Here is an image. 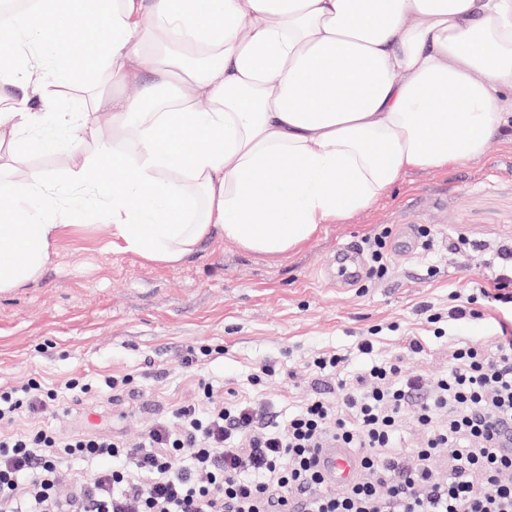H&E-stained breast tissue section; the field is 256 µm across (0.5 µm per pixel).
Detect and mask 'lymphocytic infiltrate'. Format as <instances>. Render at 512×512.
<instances>
[{"label":"lymphocytic infiltrate","mask_w":512,"mask_h":512,"mask_svg":"<svg viewBox=\"0 0 512 512\" xmlns=\"http://www.w3.org/2000/svg\"><path fill=\"white\" fill-rule=\"evenodd\" d=\"M494 278L454 295L450 319L483 318L512 305V245L500 246ZM488 352L458 342L436 380L403 376L377 360L310 396L288 420L263 401L231 399L211 384L129 444L104 433L66 436L44 418L92 391L75 377L64 387L30 378L0 389V423L34 424L0 433V512H512V319L498 323ZM423 440L395 441L406 420ZM351 449L358 475L343 494L315 466L319 449ZM448 455V477L431 462ZM100 460L84 477H64V457Z\"/></svg>","instance_id":"f902f5d3"}]
</instances>
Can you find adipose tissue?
I'll list each match as a JSON object with an SVG mask.
<instances>
[{"label": "adipose tissue", "mask_w": 512, "mask_h": 512, "mask_svg": "<svg viewBox=\"0 0 512 512\" xmlns=\"http://www.w3.org/2000/svg\"><path fill=\"white\" fill-rule=\"evenodd\" d=\"M38 12L46 34L14 24L25 94L0 97V146L25 133L42 153L88 152L63 187L0 177V294L38 280L78 218L149 262L215 236L285 256L407 171L481 158L512 119V0H39ZM82 81L112 94L29 106Z\"/></svg>", "instance_id": "ef3b65f1"}]
</instances>
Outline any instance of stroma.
I'll list each match as a JSON object with an SVG mask.
<instances>
[{
	"mask_svg": "<svg viewBox=\"0 0 512 512\" xmlns=\"http://www.w3.org/2000/svg\"><path fill=\"white\" fill-rule=\"evenodd\" d=\"M33 162L18 148L0 150L7 175L32 168L57 182L84 154ZM392 229L391 270L381 279L328 281L343 248H359L380 226ZM435 242L424 249L418 229ZM469 250H450L457 238ZM512 244V147L489 142L481 159L445 170H412L371 207L322 230L299 250L270 258L221 239L206 241L177 264H154L112 243L106 224L62 228L44 275L0 295V386L37 377L60 385L72 377L96 383L130 375L120 392L71 406L57 424L68 432L93 426L136 441L153 421L171 420L194 399L200 382L239 399L268 402L286 418L333 380L316 377L314 354L336 351L353 374L374 357L427 379L447 370L460 340L491 350L493 320L451 322V297L472 280L490 278L495 251ZM441 314L439 324L428 323ZM449 327L439 338L435 326ZM374 352L359 349L366 336ZM421 342V353L407 349ZM193 364H183L189 351ZM273 371L254 382L261 365Z\"/></svg>",
	"mask_w": 512,
	"mask_h": 512,
	"instance_id": "stroma-1",
	"label": "stroma"
}]
</instances>
